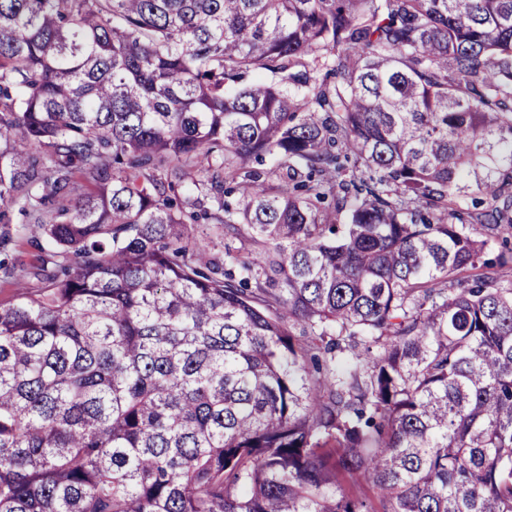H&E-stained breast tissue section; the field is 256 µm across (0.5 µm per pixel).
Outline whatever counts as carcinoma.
Segmentation results:
<instances>
[{
	"label": "carcinoma",
	"instance_id": "obj_1",
	"mask_svg": "<svg viewBox=\"0 0 512 512\" xmlns=\"http://www.w3.org/2000/svg\"><path fill=\"white\" fill-rule=\"evenodd\" d=\"M0 205V512H512V0H0ZM34 229L32 224H22L19 220H14L13 224H0V234L4 230H8L11 236V241L7 246H0V259L7 257L9 262L18 269H30L31 266L37 264V257L41 253L28 243ZM194 234L199 240V257L202 262L224 261V247L254 249V243L247 235L224 236L222 224H195ZM42 286L39 281L30 275L21 279L18 284L0 283V305L7 307L16 301L21 292L34 293Z\"/></svg>",
	"mask_w": 512,
	"mask_h": 512
}]
</instances>
